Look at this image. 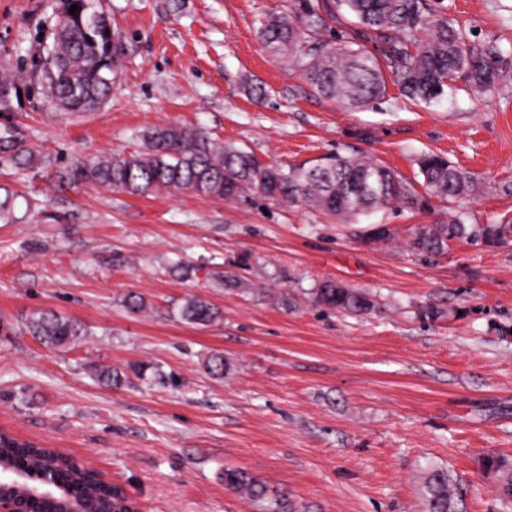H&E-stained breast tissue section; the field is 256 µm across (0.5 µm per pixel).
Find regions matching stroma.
<instances>
[{"instance_id":"obj_1","label":"stroma","mask_w":512,"mask_h":512,"mask_svg":"<svg viewBox=\"0 0 512 512\" xmlns=\"http://www.w3.org/2000/svg\"><path fill=\"white\" fill-rule=\"evenodd\" d=\"M296 0H100L118 41L112 93L92 112H62L32 61L53 41L63 0H0V72L18 75L7 109L31 165L0 155L15 223L0 224V427L91 461L143 512H251L224 486L241 469L287 490L308 512H426L430 468L458 482L464 512H504L485 473L512 457V245L460 242L427 259L417 225L447 218L371 216L390 241L365 246L356 225L259 196L183 191L135 197L70 183L74 164L128 153L149 129L202 128L269 164L362 155L413 179L435 151L479 183L472 221L512 218V0H439L477 40L496 42L502 80L486 95L446 92L430 107L388 87L359 110L312 90L259 35ZM250 266L237 288L217 275ZM189 276L172 273L175 262ZM331 278L368 293L366 314L316 307ZM147 301L141 314L127 294ZM219 320L183 322L189 296ZM442 310L436 320L421 307ZM51 311L87 336L48 348L27 320ZM221 352L224 376L205 367ZM119 369L112 388L100 371Z\"/></svg>"}]
</instances>
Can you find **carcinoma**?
<instances>
[{
    "label": "carcinoma",
    "mask_w": 512,
    "mask_h": 512,
    "mask_svg": "<svg viewBox=\"0 0 512 512\" xmlns=\"http://www.w3.org/2000/svg\"><path fill=\"white\" fill-rule=\"evenodd\" d=\"M74 4L78 9L72 14ZM341 18L350 38L325 37L331 23ZM110 29L96 0H64L52 49L33 61L61 111L87 112L109 95L117 73V47ZM260 32L271 52L288 55L317 93L350 109L384 96L390 83L405 98L429 105L459 82L472 93L489 94L500 79L494 46L471 40L470 32L441 11L435 0H300L297 17L270 14L261 21ZM370 44L375 50L368 49ZM0 118V153L11 154L17 164H31L33 152L15 149L10 116ZM416 164L419 182L358 155L336 154L308 167L268 165L198 128L170 125L144 132L141 145L132 152L77 163L69 180L140 197L164 188L219 200L255 194L303 203L341 224H357L360 217L387 209L423 212L433 197L453 204L476 196L473 178L448 158L424 153ZM509 234L508 220L468 224L464 213L455 211L446 221L420 227L410 247L418 254L438 255L460 241L496 246ZM308 294L314 305L325 309L361 315L373 308L367 294L337 288L331 279L319 282ZM219 317L215 307L196 296L179 308L180 320L190 324H209ZM27 330L49 347L72 345L86 335L81 322L48 311L34 314ZM0 466L26 477L21 484L0 487L6 494L31 493L42 482L43 472L59 485L55 496L33 500V512H67L73 505L83 512H120L134 504L123 489L110 483L90 488L73 461L4 430ZM483 468L493 476L504 507L512 509V459L488 456ZM224 486L258 512H302L289 494L243 470L224 469ZM424 488L429 512H459L448 471L430 470Z\"/></svg>",
    "instance_id": "cac0c4a2"
}]
</instances>
